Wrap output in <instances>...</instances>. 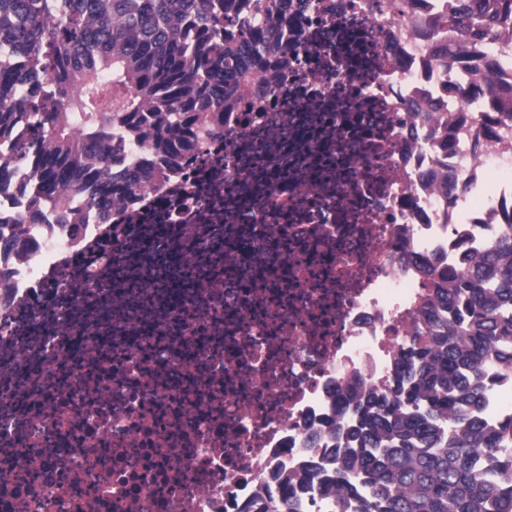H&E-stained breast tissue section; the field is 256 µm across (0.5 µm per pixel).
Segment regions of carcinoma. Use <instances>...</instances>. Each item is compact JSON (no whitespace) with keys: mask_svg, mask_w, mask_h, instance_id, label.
Listing matches in <instances>:
<instances>
[{"mask_svg":"<svg viewBox=\"0 0 512 512\" xmlns=\"http://www.w3.org/2000/svg\"><path fill=\"white\" fill-rule=\"evenodd\" d=\"M291 0H0V141L30 166L28 210L1 216L13 253L45 208L106 216L184 156L224 136V115L270 80L303 16ZM512 27V0H454L469 47ZM512 120V84L468 88ZM143 147L138 159L126 147ZM428 290L387 381L354 374L310 428L321 462L276 474L237 512H512V413L487 399L512 383V223L458 264L420 267ZM18 484H52L47 469Z\"/></svg>","mask_w":512,"mask_h":512,"instance_id":"cac0c4a2","label":"carcinoma"}]
</instances>
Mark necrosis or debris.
Segmentation results:
<instances>
[{"instance_id": "obj_1", "label": "necrosis or debris", "mask_w": 512, "mask_h": 512, "mask_svg": "<svg viewBox=\"0 0 512 512\" xmlns=\"http://www.w3.org/2000/svg\"><path fill=\"white\" fill-rule=\"evenodd\" d=\"M448 0H321L297 60L135 209L45 210L0 257V475L17 444L53 485L0 512H236L311 459L305 426L374 381L417 314L407 256L454 258L512 219V121L455 89L484 71Z\"/></svg>"}]
</instances>
